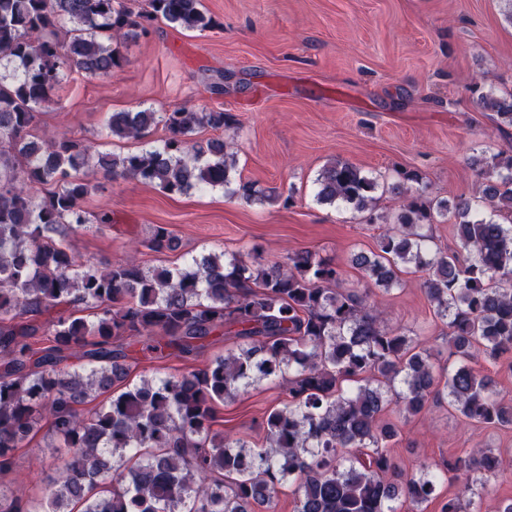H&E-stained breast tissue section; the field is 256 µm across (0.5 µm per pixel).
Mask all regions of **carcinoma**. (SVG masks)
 Instances as JSON below:
<instances>
[{
  "label": "carcinoma",
  "mask_w": 512,
  "mask_h": 512,
  "mask_svg": "<svg viewBox=\"0 0 512 512\" xmlns=\"http://www.w3.org/2000/svg\"><path fill=\"white\" fill-rule=\"evenodd\" d=\"M158 20L187 31L219 26L202 0H149L137 12L124 0H0V474L43 428L61 471L37 496L0 492V512H255L287 485L295 512H397L399 503L413 512L446 471L459 489L441 512H474L477 483L500 473L498 449L405 475L390 454L397 426L383 416L446 404L466 424L512 425L495 381L470 366L478 354L512 359V155L473 161L488 214L466 198H432L414 170L390 184L336 162L316 179L320 203H341L370 224L379 188L407 197L394 222L381 225L377 250L354 253L351 264L386 292L404 275L424 274L435 314L448 321V368L420 334L384 324L372 289L340 287L342 267L310 249L270 265L241 254L153 271L133 260L83 264L69 235L91 223L82 206L94 188L91 162L105 176L169 194L222 188L246 202L279 200L233 178L224 138L189 144L199 126L236 125L222 109L114 112V138L140 139L160 123L167 131L160 146L123 154L93 155L79 139L33 134L37 108L56 95L64 71L114 75L125 41ZM472 91L508 132L512 92L476 83ZM45 185L53 190L36 195ZM450 215L456 248L441 249L433 224ZM178 246L167 227H154L151 250ZM58 307L65 311L39 321ZM80 309L93 319L75 316ZM220 331L238 339L236 348L204 367L128 381L130 348L189 359ZM37 336L48 345L35 346ZM77 349L85 363L67 364ZM278 376L288 399L260 423L266 447L213 432L224 400ZM101 395L107 401L94 404Z\"/></svg>",
  "instance_id": "cac0c4a2"
}]
</instances>
